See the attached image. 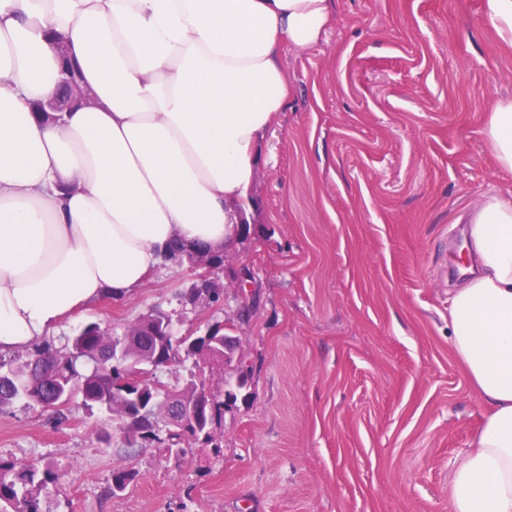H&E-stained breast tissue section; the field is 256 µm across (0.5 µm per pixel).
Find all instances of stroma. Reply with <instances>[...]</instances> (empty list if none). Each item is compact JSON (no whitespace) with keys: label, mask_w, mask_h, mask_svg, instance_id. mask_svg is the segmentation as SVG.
<instances>
[{"label":"stroma","mask_w":512,"mask_h":512,"mask_svg":"<svg viewBox=\"0 0 512 512\" xmlns=\"http://www.w3.org/2000/svg\"><path fill=\"white\" fill-rule=\"evenodd\" d=\"M319 43L284 48L288 107L261 138L248 215L260 306L238 327L251 396L224 414V448L104 442L112 424L19 400L0 455L54 462L43 512H448L452 461L482 411L454 358L448 298L466 226L487 193L512 196L480 131L512 97V48L480 0H334ZM189 271L166 264L131 296L66 320L118 331L160 308L176 334L234 310L180 309ZM140 473L119 495L113 466Z\"/></svg>","instance_id":"1"}]
</instances>
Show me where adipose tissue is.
<instances>
[{
    "label": "adipose tissue",
    "instance_id": "adipose-tissue-1",
    "mask_svg": "<svg viewBox=\"0 0 512 512\" xmlns=\"http://www.w3.org/2000/svg\"><path fill=\"white\" fill-rule=\"evenodd\" d=\"M333 0H0V355L136 291L175 239L223 245L259 138L288 105L285 47L316 45ZM81 67L91 105L34 112ZM512 171V99L481 131ZM477 271L448 300L451 350L483 417L449 512H512V199L468 219Z\"/></svg>",
    "mask_w": 512,
    "mask_h": 512
}]
</instances>
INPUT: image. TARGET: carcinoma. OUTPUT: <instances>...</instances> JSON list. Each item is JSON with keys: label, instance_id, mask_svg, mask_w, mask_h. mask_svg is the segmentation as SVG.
<instances>
[{"label": "carcinoma", "instance_id": "cac0c4a2", "mask_svg": "<svg viewBox=\"0 0 512 512\" xmlns=\"http://www.w3.org/2000/svg\"><path fill=\"white\" fill-rule=\"evenodd\" d=\"M206 260L218 268L224 263L222 249L199 243L174 242L164 261L182 268ZM179 293L185 307L222 306L224 289L203 290V281L192 272ZM253 305L238 304L226 322L211 325L205 334L173 333L172 314L152 310L140 315L117 333L90 321L61 347L45 340L28 351L16 366L6 368L0 361V407L18 398L55 409L57 418L67 419L72 399L82 406L106 414L114 433L127 448H150L160 443L168 454L181 455L187 448H223L225 408L247 399L250 373L228 374L226 387L214 390L205 372L224 371V338L229 329L249 321ZM192 363L195 370L170 386L160 380L161 367ZM112 433V434H114ZM112 434L105 433L109 442ZM139 477L126 466H114L108 491L123 492ZM58 479L52 463L19 464L0 456V512H43L42 496Z\"/></svg>", "mask_w": 512, "mask_h": 512}]
</instances>
